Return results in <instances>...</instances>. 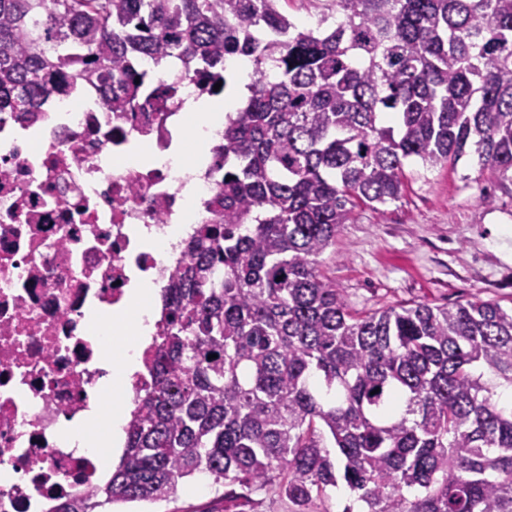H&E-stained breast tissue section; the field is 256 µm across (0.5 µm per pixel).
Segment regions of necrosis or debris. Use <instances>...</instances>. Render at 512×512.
<instances>
[{
	"label": "necrosis or debris",
	"mask_w": 512,
	"mask_h": 512,
	"mask_svg": "<svg viewBox=\"0 0 512 512\" xmlns=\"http://www.w3.org/2000/svg\"><path fill=\"white\" fill-rule=\"evenodd\" d=\"M141 67L147 90L125 111H0V512H50L101 480L109 427L103 401L131 409L151 384L135 372L114 396L99 367L140 278L168 287L197 225L216 223L208 201L223 174L198 168L188 97L213 96L177 64ZM200 183L183 202L187 179ZM91 437L70 448L73 434Z\"/></svg>",
	"instance_id": "necrosis-or-debris-1"
}]
</instances>
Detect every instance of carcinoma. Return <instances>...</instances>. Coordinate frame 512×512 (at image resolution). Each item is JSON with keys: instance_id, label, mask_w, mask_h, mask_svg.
I'll return each instance as SVG.
<instances>
[{"instance_id": "carcinoma-1", "label": "carcinoma", "mask_w": 512, "mask_h": 512, "mask_svg": "<svg viewBox=\"0 0 512 512\" xmlns=\"http://www.w3.org/2000/svg\"><path fill=\"white\" fill-rule=\"evenodd\" d=\"M278 2L0 0L13 112L70 93L65 70L118 79L114 112L145 57L212 85L230 58L254 71L217 149L224 221L198 225L162 291L119 463L51 512L166 500L198 476L220 499L274 486L294 512L339 487L344 512H512V307L358 311L319 270L358 205L401 198L410 158L471 148L512 184V0H330L311 28Z\"/></svg>"}]
</instances>
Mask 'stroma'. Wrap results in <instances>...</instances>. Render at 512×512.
I'll list each match as a JSON object with an SVG mask.
<instances>
[{"label":"stroma","instance_id":"35a3bbf8","mask_svg":"<svg viewBox=\"0 0 512 512\" xmlns=\"http://www.w3.org/2000/svg\"><path fill=\"white\" fill-rule=\"evenodd\" d=\"M399 200L361 205L342 225L320 270L355 309L512 302V184L474 154L433 169L410 160ZM496 198L481 204V192ZM184 482L175 498L118 504L112 512H224L214 488Z\"/></svg>","mask_w":512,"mask_h":512}]
</instances>
